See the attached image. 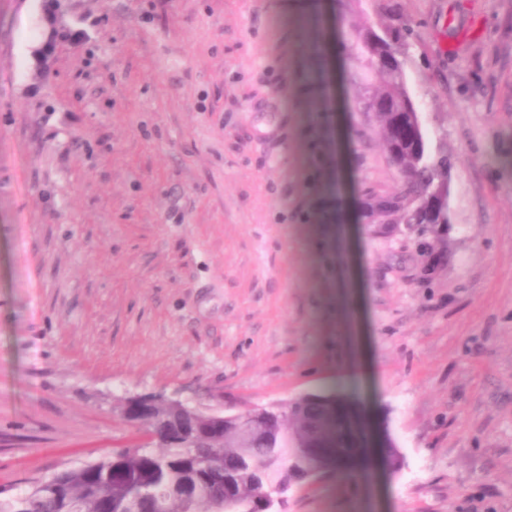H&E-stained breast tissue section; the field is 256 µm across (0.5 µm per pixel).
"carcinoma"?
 Returning <instances> with one entry per match:
<instances>
[{
  "instance_id": "1",
  "label": "carcinoma",
  "mask_w": 512,
  "mask_h": 512,
  "mask_svg": "<svg viewBox=\"0 0 512 512\" xmlns=\"http://www.w3.org/2000/svg\"><path fill=\"white\" fill-rule=\"evenodd\" d=\"M352 34L351 50L361 68L387 77L368 91L367 100L381 106L369 104L366 111L379 123L388 160L400 173L398 189L372 197L367 217L372 224H404L421 238L435 237L437 227L448 225V209L432 210L428 202L438 183L448 180V154L428 137L416 140L394 123L408 94L404 47L412 30L355 29ZM247 415L263 427L260 436L246 439L229 422L214 434L209 417L199 415L191 426V448L173 440L109 453L64 469L23 495L0 498V512H189L192 507L214 512L218 498L224 512H260L263 502L271 512L294 473L376 452L355 447L364 437L361 421L339 401L290 403L286 411L260 406ZM121 462L128 480L117 490L112 470Z\"/></svg>"
}]
</instances>
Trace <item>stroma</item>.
Wrapping results in <instances>:
<instances>
[{"mask_svg":"<svg viewBox=\"0 0 512 512\" xmlns=\"http://www.w3.org/2000/svg\"><path fill=\"white\" fill-rule=\"evenodd\" d=\"M317 2L0 0V489L138 443L134 395L324 393L403 464L283 512H512V0ZM353 26L414 31L429 244L362 216L400 175Z\"/></svg>","mask_w":512,"mask_h":512,"instance_id":"stroma-1","label":"stroma"}]
</instances>
